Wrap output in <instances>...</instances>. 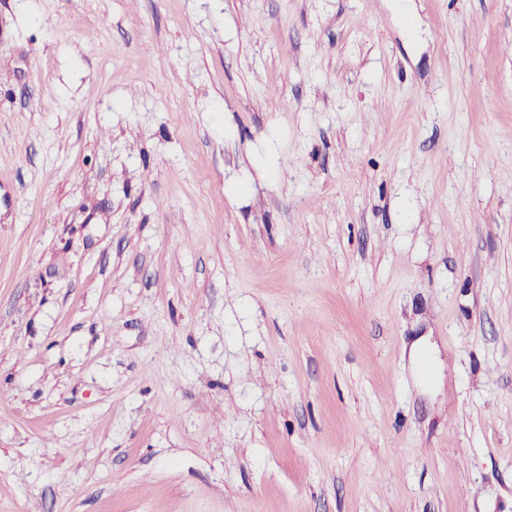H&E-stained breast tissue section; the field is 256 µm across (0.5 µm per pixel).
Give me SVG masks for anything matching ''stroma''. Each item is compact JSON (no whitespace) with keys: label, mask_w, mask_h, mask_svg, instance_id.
<instances>
[{"label":"stroma","mask_w":512,"mask_h":512,"mask_svg":"<svg viewBox=\"0 0 512 512\" xmlns=\"http://www.w3.org/2000/svg\"><path fill=\"white\" fill-rule=\"evenodd\" d=\"M0 512H512V0H0Z\"/></svg>","instance_id":"35a3bbf8"}]
</instances>
